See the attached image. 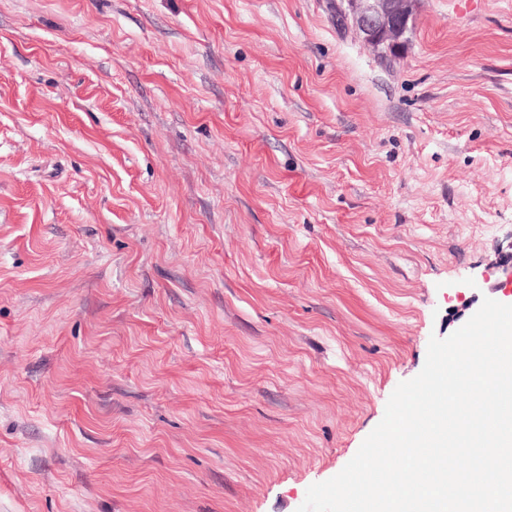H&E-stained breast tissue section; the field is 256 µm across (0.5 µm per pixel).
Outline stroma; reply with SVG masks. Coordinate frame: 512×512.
Wrapping results in <instances>:
<instances>
[{"mask_svg": "<svg viewBox=\"0 0 512 512\" xmlns=\"http://www.w3.org/2000/svg\"><path fill=\"white\" fill-rule=\"evenodd\" d=\"M0 0V512H297L512 255V0ZM417 0H342L344 21L378 52L399 53L408 41Z\"/></svg>", "mask_w": 512, "mask_h": 512, "instance_id": "1", "label": "stroma"}]
</instances>
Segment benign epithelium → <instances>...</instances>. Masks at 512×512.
I'll return each instance as SVG.
<instances>
[{
    "mask_svg": "<svg viewBox=\"0 0 512 512\" xmlns=\"http://www.w3.org/2000/svg\"><path fill=\"white\" fill-rule=\"evenodd\" d=\"M417 0H342L348 29L382 53L399 52L414 24Z\"/></svg>",
    "mask_w": 512,
    "mask_h": 512,
    "instance_id": "benign-epithelium-1",
    "label": "benign epithelium"
}]
</instances>
